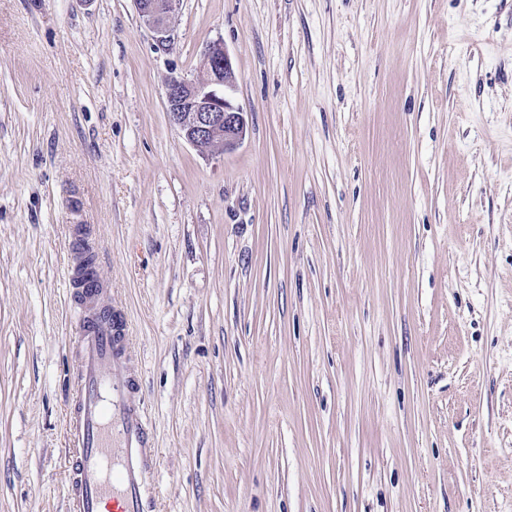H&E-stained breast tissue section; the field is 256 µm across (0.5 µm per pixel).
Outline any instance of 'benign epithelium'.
<instances>
[{
  "label": "benign epithelium",
  "instance_id": "benign-epithelium-1",
  "mask_svg": "<svg viewBox=\"0 0 512 512\" xmlns=\"http://www.w3.org/2000/svg\"><path fill=\"white\" fill-rule=\"evenodd\" d=\"M155 41L165 46L173 38L171 17L177 0H133ZM239 73L220 40L207 44L200 58V76H172L166 83V114L183 138L200 151L236 148L244 140L246 113L229 98Z\"/></svg>",
  "mask_w": 512,
  "mask_h": 512
}]
</instances>
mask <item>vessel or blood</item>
<instances>
[{"label":"vessel or blood","instance_id":"obj_1","mask_svg":"<svg viewBox=\"0 0 512 512\" xmlns=\"http://www.w3.org/2000/svg\"><path fill=\"white\" fill-rule=\"evenodd\" d=\"M79 305L83 318L68 422L76 457L69 476L70 512H144L153 455L136 400L124 321L113 316L101 290Z\"/></svg>","mask_w":512,"mask_h":512}]
</instances>
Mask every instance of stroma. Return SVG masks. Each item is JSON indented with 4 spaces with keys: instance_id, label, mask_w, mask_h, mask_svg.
<instances>
[{
    "instance_id": "stroma-1",
    "label": "stroma",
    "mask_w": 512,
    "mask_h": 512,
    "mask_svg": "<svg viewBox=\"0 0 512 512\" xmlns=\"http://www.w3.org/2000/svg\"><path fill=\"white\" fill-rule=\"evenodd\" d=\"M0 0V512H68L76 232L146 512H512V0ZM223 40L202 152L170 77ZM143 23L153 32L159 46L173 38L171 17L177 0H133ZM200 72L195 79L169 78L165 87L168 120L200 151L233 150L244 140L248 122L246 112L229 98L240 76L221 40L204 47Z\"/></svg>"
}]
</instances>
